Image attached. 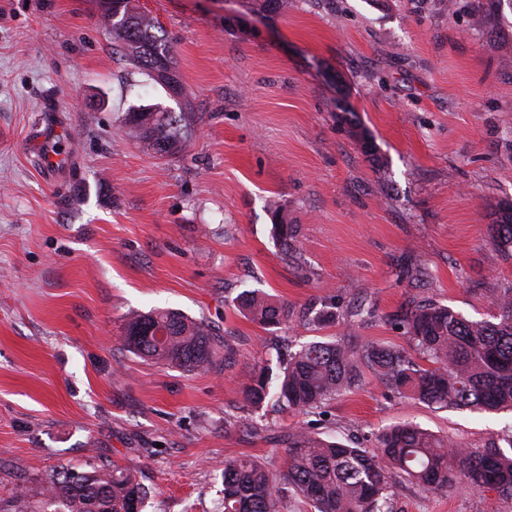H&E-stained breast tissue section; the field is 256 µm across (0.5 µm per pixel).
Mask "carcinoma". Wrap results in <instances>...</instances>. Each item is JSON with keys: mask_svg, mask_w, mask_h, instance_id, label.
I'll list each match as a JSON object with an SVG mask.
<instances>
[{"mask_svg": "<svg viewBox=\"0 0 512 512\" xmlns=\"http://www.w3.org/2000/svg\"><path fill=\"white\" fill-rule=\"evenodd\" d=\"M267 14L288 11V0H254ZM102 17L125 58L179 96L182 85L168 39L154 18L138 11L131 0H101ZM191 112L134 109L125 113L128 135L144 150L161 157L181 153L192 124ZM274 237L285 258L299 254L298 225L290 224L280 205H272ZM492 245L512 252V206L503 208L488 226ZM245 316L264 326H326L336 322L337 307H300L272 299L259 290H245L234 299ZM499 310L492 320H470L433 302L408 303L397 322L415 354L390 346H358L351 337L311 342L278 358L277 368L259 367L243 400L259 408L273 400L283 411L305 413L320 408L362 382L370 369L392 393L437 408L492 411L512 409V290L494 299ZM125 345L134 354L184 372L213 367L223 340L203 321L179 311L134 313L126 321ZM482 448L465 449L417 425L392 426L371 449L329 441L312 431L288 433L284 470L270 472L255 460L224 464L223 512H280L285 487L292 488L314 512H392L390 479L407 476L427 491L465 486L492 490L512 498V433ZM43 504L25 495L13 512H143L148 489L130 471L102 468L85 477L61 468L48 478Z\"/></svg>", "mask_w": 512, "mask_h": 512, "instance_id": "carcinoma-1", "label": "carcinoma"}]
</instances>
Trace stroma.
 Instances as JSON below:
<instances>
[{"mask_svg":"<svg viewBox=\"0 0 512 512\" xmlns=\"http://www.w3.org/2000/svg\"><path fill=\"white\" fill-rule=\"evenodd\" d=\"M171 41L167 90L112 50L98 0H0V512L43 499L52 472L132 469L145 512H217L226 462L281 472L285 435L375 445L414 422L466 447L512 412L436 409L372 372L310 413L245 407L277 348L344 321L262 326L233 305L261 289L295 305L362 302L357 341L409 350L392 322L417 297L472 320L512 289L488 226L512 205V0H135ZM194 115L178 157L121 121ZM298 225L285 259L271 202ZM174 309L231 348L206 373L134 355L129 313ZM393 512H512V499L390 481Z\"/></svg>","mask_w":512,"mask_h":512,"instance_id":"1","label":"stroma"}]
</instances>
